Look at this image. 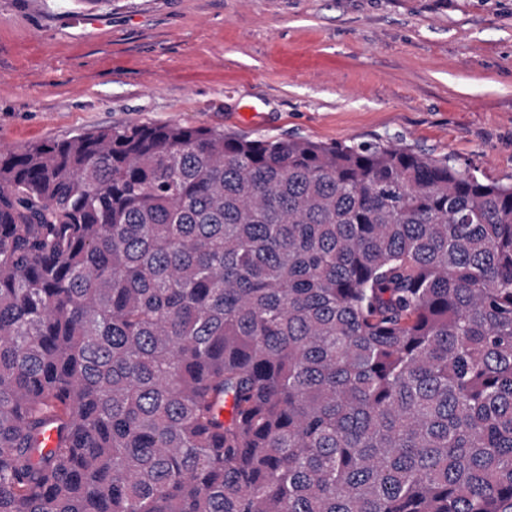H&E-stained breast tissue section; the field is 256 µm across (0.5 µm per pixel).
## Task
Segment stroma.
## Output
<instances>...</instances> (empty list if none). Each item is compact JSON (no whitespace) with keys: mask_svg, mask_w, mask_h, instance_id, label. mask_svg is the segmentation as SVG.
Wrapping results in <instances>:
<instances>
[{"mask_svg":"<svg viewBox=\"0 0 512 512\" xmlns=\"http://www.w3.org/2000/svg\"><path fill=\"white\" fill-rule=\"evenodd\" d=\"M131 122L389 141L512 182V0H0V146Z\"/></svg>","mask_w":512,"mask_h":512,"instance_id":"1","label":"stroma"}]
</instances>
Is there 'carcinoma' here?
Returning <instances> with one entry per match:
<instances>
[{
  "label": "carcinoma",
  "instance_id": "carcinoma-1",
  "mask_svg": "<svg viewBox=\"0 0 512 512\" xmlns=\"http://www.w3.org/2000/svg\"><path fill=\"white\" fill-rule=\"evenodd\" d=\"M0 512H512V183L180 124L1 146Z\"/></svg>",
  "mask_w": 512,
  "mask_h": 512
}]
</instances>
